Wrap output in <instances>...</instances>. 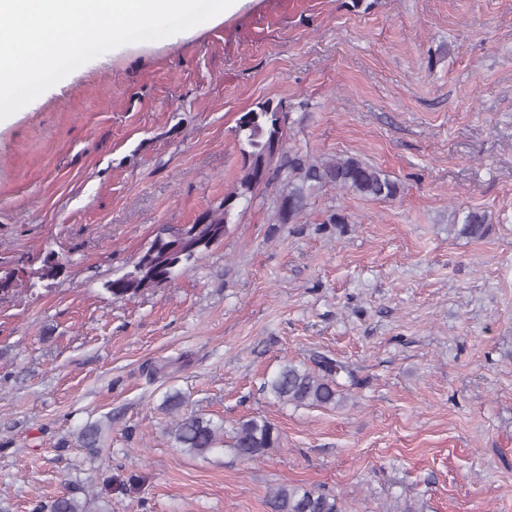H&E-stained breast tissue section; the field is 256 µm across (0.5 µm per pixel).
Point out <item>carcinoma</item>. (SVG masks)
Returning <instances> with one entry per match:
<instances>
[{
  "label": "carcinoma",
  "instance_id": "1",
  "mask_svg": "<svg viewBox=\"0 0 512 512\" xmlns=\"http://www.w3.org/2000/svg\"><path fill=\"white\" fill-rule=\"evenodd\" d=\"M281 108L265 101L243 113L236 125V136L243 159L240 177L235 189L224 196V202L208 209L209 223L228 230L232 218L226 216L225 206L233 197L248 200L262 185L270 181V169L283 154L285 147ZM334 186L368 198H394L399 185L381 169L358 156H340L335 159L313 158L300 152L288 155V178L281 198L288 201V215L277 212V222L294 224L307 208L308 200L318 190ZM491 217L485 212L469 211L463 219L453 218L449 228L470 238H482L488 231ZM199 254L185 258L178 266L157 272L151 262H135L131 271L109 281L106 290L116 300H130L145 290V284L157 286L186 273ZM20 281L18 270L0 269V292L16 290ZM339 365L319 362L318 369L287 361L279 371L264 382V391L280 403L329 406L338 402L335 375ZM165 407L172 414L170 435L178 447L188 453L203 455L224 445L240 459L251 462L264 457L270 449L279 446V436L273 425L263 417L241 420L224 440V426L212 419L188 410L185 396L174 391L167 394ZM270 512H346L342 499L334 494L319 492L298 485H281L266 500ZM50 512H92L90 500L74 495L57 498Z\"/></svg>",
  "mask_w": 512,
  "mask_h": 512
}]
</instances>
